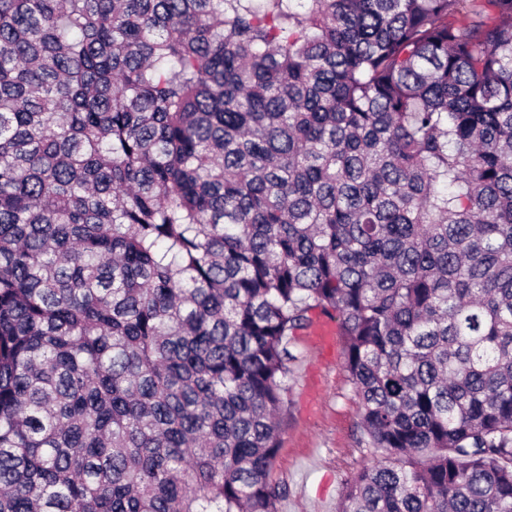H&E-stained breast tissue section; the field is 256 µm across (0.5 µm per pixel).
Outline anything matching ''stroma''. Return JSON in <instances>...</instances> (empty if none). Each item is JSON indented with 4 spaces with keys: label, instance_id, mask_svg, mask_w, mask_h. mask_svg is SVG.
Listing matches in <instances>:
<instances>
[{
    "label": "stroma",
    "instance_id": "stroma-1",
    "mask_svg": "<svg viewBox=\"0 0 512 512\" xmlns=\"http://www.w3.org/2000/svg\"><path fill=\"white\" fill-rule=\"evenodd\" d=\"M289 349L293 360L273 469L288 494L278 512H336L349 473L374 462L356 450V404L343 369V343L317 351L300 337Z\"/></svg>",
    "mask_w": 512,
    "mask_h": 512
}]
</instances>
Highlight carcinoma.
<instances>
[{
    "instance_id": "cac0c4a2",
    "label": "carcinoma",
    "mask_w": 512,
    "mask_h": 512,
    "mask_svg": "<svg viewBox=\"0 0 512 512\" xmlns=\"http://www.w3.org/2000/svg\"><path fill=\"white\" fill-rule=\"evenodd\" d=\"M316 309L337 512H512V0H0V512H277ZM289 350L294 360L273 469L288 484V495L278 512H336L349 473L377 459L355 450L356 404L342 366L341 337L316 351L300 336Z\"/></svg>"
}]
</instances>
